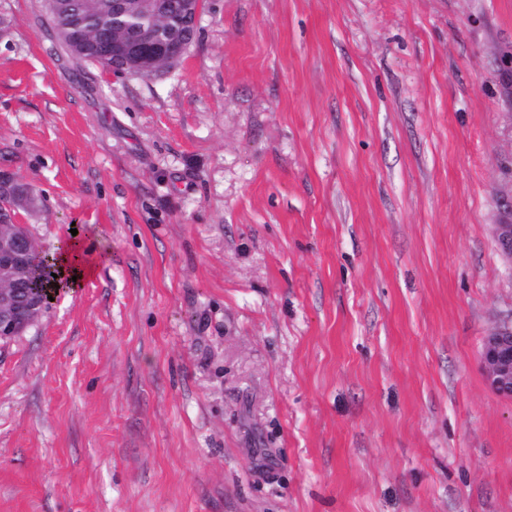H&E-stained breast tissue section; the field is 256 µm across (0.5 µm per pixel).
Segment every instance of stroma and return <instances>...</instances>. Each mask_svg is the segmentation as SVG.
I'll return each instance as SVG.
<instances>
[{
    "mask_svg": "<svg viewBox=\"0 0 512 512\" xmlns=\"http://www.w3.org/2000/svg\"><path fill=\"white\" fill-rule=\"evenodd\" d=\"M0 170L105 256L0 343V512H512V0H204L151 78L0 0ZM481 364L490 386L512 398V327H504L485 338Z\"/></svg>",
    "mask_w": 512,
    "mask_h": 512,
    "instance_id": "obj_1",
    "label": "stroma"
}]
</instances>
